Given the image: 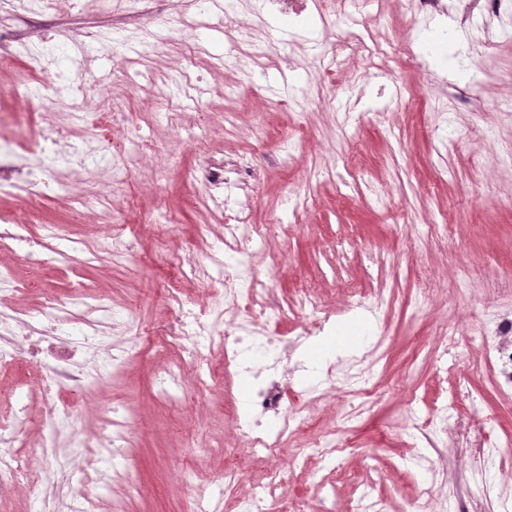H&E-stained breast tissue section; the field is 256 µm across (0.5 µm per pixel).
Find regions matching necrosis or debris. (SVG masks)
I'll return each mask as SVG.
<instances>
[{"label":"necrosis or debris","mask_w":512,"mask_h":512,"mask_svg":"<svg viewBox=\"0 0 512 512\" xmlns=\"http://www.w3.org/2000/svg\"><path fill=\"white\" fill-rule=\"evenodd\" d=\"M483 2L485 12L497 19L512 17V0H407L409 8L432 10L447 14L460 11L473 14L476 2ZM200 12L219 15L225 27L234 29L240 41L252 48L269 43L270 36L258 25H246L238 18L239 6L234 0H195ZM24 51L39 69L48 72L46 89H32L42 97L44 90L70 104H77V94L85 81L76 53H61L54 37L47 36L25 45ZM75 124V123H74ZM73 123H51L44 127L33 146L0 145V195H25L39 198L47 189L71 194L72 179L88 184H104L109 171L123 167L126 136L120 126H113L112 138L98 135L77 136ZM18 252L33 270L66 257L68 248L38 241L28 225L14 216L0 214V252ZM177 268H188L204 286L207 300L186 307L177 294H170L171 319L166 327L164 344L179 353L176 364L163 368L157 384L163 396L176 400L184 376H192L197 386L215 388L225 375L239 367L238 347L250 342L282 353L291 342L273 335L276 300L272 289L266 288L251 263L221 256L211 257L208 267L187 265L185 257L174 256ZM27 283L17 281L12 267L0 264V369L26 360L37 369L34 387L18 391V408L11 422H0V446L11 448L10 457L0 459V496L21 487H36L43 469L21 450L16 449L18 435L30 422L26 402L40 396L45 408L42 447L56 448L57 434L71 423L73 407L91 401L97 385L103 384L100 366H111L113 373L123 372L131 351L107 343L104 339L109 324H124L133 329V322L124 321L100 295L76 287L50 305V328H33L28 313L15 306L17 294L27 290ZM440 361L476 360L488 371L494 389L502 395L512 394V313H499L486 322L478 339L460 335L455 324L442 323L437 331ZM224 348L223 361L211 356L213 346ZM287 384L284 374L262 379L255 393V411L235 413L234 423L242 436L243 448L215 482L238 479L243 470L263 467L267 470L264 484L247 488L237 497L235 512H271L278 491L288 477L286 449L291 439L308 426L302 410L285 411L283 396ZM460 409L455 400H448L434 419L422 423L417 433L427 448H444L450 436L457 433ZM132 410L115 414L104 410L100 427L90 445L111 449L121 457L124 468L98 470L95 482L114 487L109 512H128L127 505L138 498L142 485L132 477L127 463L138 446L132 428ZM478 430L473 445L477 447L476 470L488 463L512 460V435H496L498 421L488 414L477 420Z\"/></svg>","instance_id":"necrosis-or-debris-1"}]
</instances>
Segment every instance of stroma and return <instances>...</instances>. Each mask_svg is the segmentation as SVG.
I'll use <instances>...</instances> for the list:
<instances>
[{"label":"stroma","mask_w":512,"mask_h":512,"mask_svg":"<svg viewBox=\"0 0 512 512\" xmlns=\"http://www.w3.org/2000/svg\"><path fill=\"white\" fill-rule=\"evenodd\" d=\"M194 14L193 0H126L118 13L106 0H56L49 17L32 23L35 31L53 28L71 47L87 30L134 36L143 25L163 30L169 44L160 53L136 52L132 63L105 50L85 54L92 89L85 111L122 113L134 132L118 190L84 193L78 209L51 194L36 202L0 196V213L26 221L45 242L70 236L85 249L81 261L42 272L43 292L21 296L19 308L38 313L47 292L62 296L79 282L151 332L169 318L171 289L200 296V283L176 278L169 259L188 251L204 264L225 250L221 214L193 178L200 156L192 140L207 132L209 158L232 169L236 207L270 227L250 260L286 306L278 332L301 339L288 406L303 407L312 431L347 432L354 445L332 463L302 457L273 512L294 504L306 512L326 489L340 503L372 493L389 512H410L426 487L455 499L473 481L470 441L459 440L444 458L426 456L418 468L406 424L431 416L458 381L469 416L494 412L512 432V401L494 392L487 374L466 363L443 372L435 354L443 321L473 336L512 305L492 290L495 277L512 275V33L492 26L482 47L462 15L417 12L401 0H368L350 15L337 0H276L265 16L270 66L246 83L241 71L251 67L250 55L214 44L209 27L191 26ZM354 35L364 51L324 66L328 44ZM195 42L208 54L192 68L184 53ZM42 79L23 52L0 57V113L19 120L0 135L38 138L48 111L63 120L49 101L28 97ZM145 141L153 150L142 149ZM110 199L115 223L129 227L132 258L122 265L112 263L99 222ZM431 224L448 230L428 232ZM463 263L473 286L461 292L455 277ZM427 282L433 299L411 307ZM307 286L328 316L319 328L295 304ZM109 337L131 346L133 357L123 375L98 387V403L76 407L60 446L97 459L82 441L95 433L101 403L137 405L141 450L130 468L148 494L132 512H186L190 498L217 493L233 504L237 484L217 489L205 467L233 434L200 420L223 419L231 405L246 408L249 379L225 377L219 395L186 380L185 402L173 411L156 393L153 366L172 361L175 350L156 352L119 329ZM363 354L382 389L377 401L332 391L299 403L326 365L342 371ZM42 486L65 506L86 494L87 474L51 467Z\"/></svg>","instance_id":"35a3bbf8"}]
</instances>
